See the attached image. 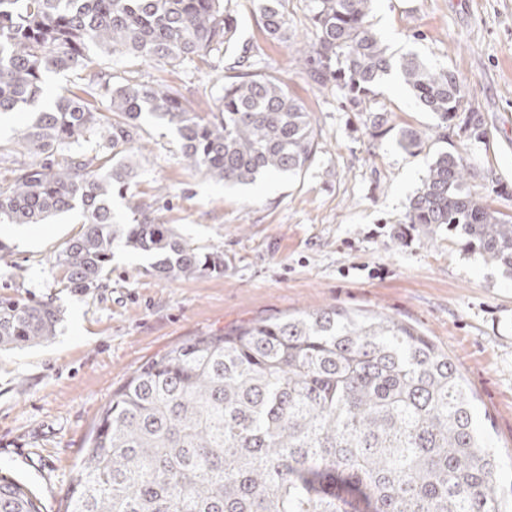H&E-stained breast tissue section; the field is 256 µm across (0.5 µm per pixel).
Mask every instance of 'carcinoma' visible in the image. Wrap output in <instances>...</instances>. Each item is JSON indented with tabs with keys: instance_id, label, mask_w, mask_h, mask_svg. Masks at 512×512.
Listing matches in <instances>:
<instances>
[{
	"instance_id": "cac0c4a2",
	"label": "carcinoma",
	"mask_w": 512,
	"mask_h": 512,
	"mask_svg": "<svg viewBox=\"0 0 512 512\" xmlns=\"http://www.w3.org/2000/svg\"><path fill=\"white\" fill-rule=\"evenodd\" d=\"M255 2L266 35L288 40L287 0ZM373 2L309 0L314 37L297 49L307 78L367 113L377 136L390 131L377 88L395 70L432 114L437 140L453 126L484 138L454 70L388 53L371 28ZM236 30L224 0H0V114L39 98L48 72L81 81L35 113L16 143L48 157L90 141L110 150L73 152L56 167L33 162L0 185L7 224L81 210V229L54 257L64 287H101L119 245L151 254V271L166 280L224 271V256L201 252L131 197L115 228L112 198L136 177L131 154L145 115L170 127L187 165L216 181L293 179L313 163L309 112L246 49L209 115L174 85L114 82L93 57H119L132 74L147 63L211 68ZM398 144L410 152L422 134L403 129ZM464 151L452 143L434 156L407 219L429 237L461 232L468 251L512 272V217L467 191ZM58 322L48 302L0 298V348L35 346ZM473 410L448 354L390 316L328 307L195 336L112 395L65 512H512ZM0 512L41 509L23 483L0 475Z\"/></svg>"
}]
</instances>
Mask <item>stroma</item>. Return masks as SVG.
Returning a JSON list of instances; mask_svg holds the SVG:
<instances>
[{"instance_id": "stroma-1", "label": "stroma", "mask_w": 512, "mask_h": 512, "mask_svg": "<svg viewBox=\"0 0 512 512\" xmlns=\"http://www.w3.org/2000/svg\"><path fill=\"white\" fill-rule=\"evenodd\" d=\"M308 4L288 0L290 40L279 43L264 35L252 0L229 3L236 51L256 48L321 133L301 176L228 186L187 167L167 128L142 123L131 194L202 251L223 255V272L167 281L150 273L149 256L117 247L103 287L80 292L52 264L79 231V212L0 223V297L61 312L48 341L0 352V473L32 490L41 512H63L93 425L147 361L198 335L331 306L389 315L448 353L500 459L498 493L512 497V276L459 237L428 241L408 224L410 199L444 145L429 138L409 153L396 132H424L434 120L391 75L378 88L391 130L375 137L364 113L308 82L294 52L312 35ZM371 22L394 55L457 73L488 130L468 144L470 190L512 216V0H374ZM139 79L182 87L195 111L216 109L220 74L209 68L152 65Z\"/></svg>"}]
</instances>
